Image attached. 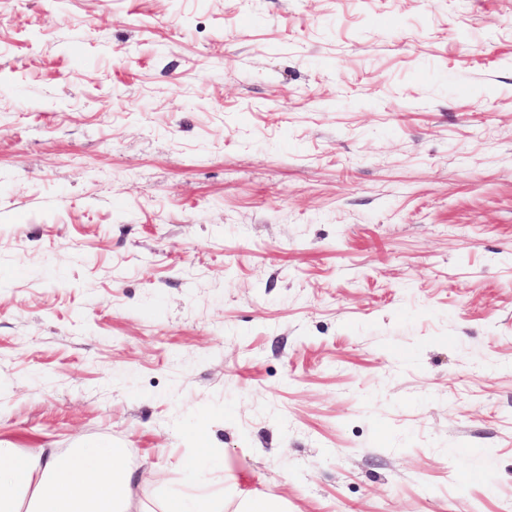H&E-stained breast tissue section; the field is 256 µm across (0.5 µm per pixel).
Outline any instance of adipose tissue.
Returning <instances> with one entry per match:
<instances>
[{"mask_svg": "<svg viewBox=\"0 0 512 512\" xmlns=\"http://www.w3.org/2000/svg\"><path fill=\"white\" fill-rule=\"evenodd\" d=\"M123 458V449L109 444L62 460L0 447V512H137Z\"/></svg>", "mask_w": 512, "mask_h": 512, "instance_id": "1", "label": "adipose tissue"}]
</instances>
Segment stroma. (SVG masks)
Listing matches in <instances>:
<instances>
[{
  "label": "stroma",
  "mask_w": 512,
  "mask_h": 512,
  "mask_svg": "<svg viewBox=\"0 0 512 512\" xmlns=\"http://www.w3.org/2000/svg\"><path fill=\"white\" fill-rule=\"evenodd\" d=\"M101 441L512 512V0H0V445Z\"/></svg>",
  "instance_id": "stroma-1"
}]
</instances>
